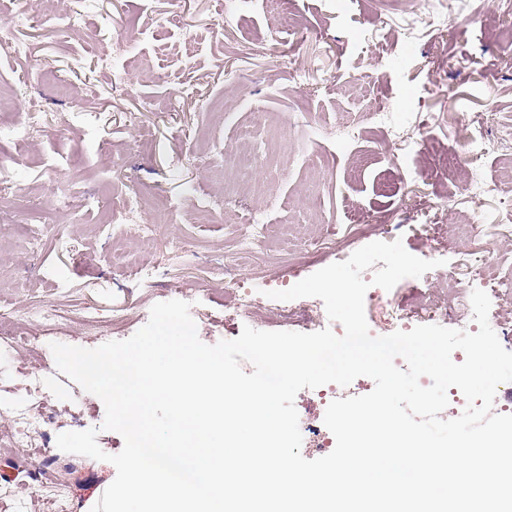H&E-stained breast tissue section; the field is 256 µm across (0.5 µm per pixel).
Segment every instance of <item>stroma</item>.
<instances>
[{
    "instance_id": "obj_1",
    "label": "stroma",
    "mask_w": 512,
    "mask_h": 512,
    "mask_svg": "<svg viewBox=\"0 0 512 512\" xmlns=\"http://www.w3.org/2000/svg\"><path fill=\"white\" fill-rule=\"evenodd\" d=\"M65 5L13 0L0 11V29L19 11L32 21L18 33L28 56L0 45V95L18 91L15 115H42L23 144L0 125V334L48 344L37 356L0 353V399L27 402L21 372L55 371L52 342L101 345L87 319L124 340L142 328L141 313L185 291L202 342L235 339L245 320L227 305L217 271L271 290L291 266L314 273L337 250L382 240L390 224L408 252L443 262L432 278L390 290L402 312L429 300L438 325L456 327L459 291L447 266L479 256V240L461 232L472 221L499 236L500 263L512 273V180L499 177L512 150L487 154L475 142L470 160L450 170L442 162L457 114L484 137L512 133V40L502 35L512 15L496 0H464L446 30L412 43L403 37L411 0H85L80 29L64 36ZM143 26L158 40L135 37ZM103 55L118 58L122 82L98 66ZM458 58L467 69L455 68ZM59 78L67 95L55 92ZM258 112L267 116L260 126ZM88 117L96 133H87ZM390 124L415 145L392 144ZM247 129L257 163L233 196L211 171ZM485 179L500 189L471 209L468 193ZM126 196L138 200L141 222L155 223L150 240L126 233ZM257 224L270 225L269 238L238 261L239 238ZM283 233L299 241L295 253L280 250ZM119 234L135 266H112ZM180 244L188 257L175 255ZM43 304L64 316L62 330L17 315ZM44 406L49 436L94 428L104 452L122 450V436L101 428L102 401L77 383L50 391ZM115 477L113 464L55 447L45 456L0 447V483L13 489L0 512H53L42 492L59 482L69 485L71 512H90Z\"/></svg>"
}]
</instances>
